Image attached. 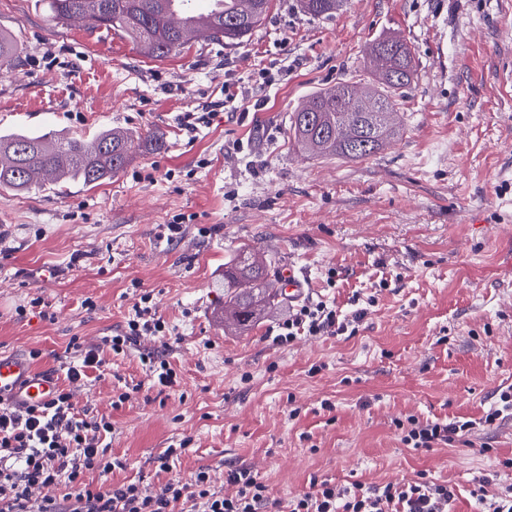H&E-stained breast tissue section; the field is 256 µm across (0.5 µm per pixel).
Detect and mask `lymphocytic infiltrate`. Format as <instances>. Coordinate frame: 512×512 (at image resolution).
Instances as JSON below:
<instances>
[{
    "instance_id": "lymphocytic-infiltrate-1",
    "label": "lymphocytic infiltrate",
    "mask_w": 512,
    "mask_h": 512,
    "mask_svg": "<svg viewBox=\"0 0 512 512\" xmlns=\"http://www.w3.org/2000/svg\"><path fill=\"white\" fill-rule=\"evenodd\" d=\"M150 300V295L141 296L126 330L107 339L105 346H87L71 338L68 347L80 361L68 366L69 385L52 400L23 409L0 406V512H175L185 499L192 501L194 512H265L267 487L244 468L228 473L236 487L231 496L212 492L209 476L202 470L195 472L190 483L172 479L156 492L136 482L114 486L87 481V473L95 471L104 477L123 463L104 442L112 431L111 422L104 417L82 418L71 387L104 365V350L119 354L142 331H165L164 321L151 315ZM348 324L339 321L336 310L326 304H304L289 313L277 339L290 342L304 334L343 333ZM469 428L466 422L423 425L414 421L403 440L414 448L429 449L454 442ZM56 488L62 489V496H53ZM38 489L45 495L37 501L33 495ZM453 497L447 485L427 479L372 488L357 483L349 490L323 481L314 484L311 493L291 500L288 512H447Z\"/></svg>"
}]
</instances>
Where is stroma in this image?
Masks as SVG:
<instances>
[{"mask_svg": "<svg viewBox=\"0 0 512 512\" xmlns=\"http://www.w3.org/2000/svg\"><path fill=\"white\" fill-rule=\"evenodd\" d=\"M0 31L20 49L0 70V131L131 136L129 164L98 186L0 190V354L37 349L36 367L60 373L71 337L122 333L146 292L168 325L105 351L98 378L72 388L77 409L112 422L123 466L109 483L156 491L204 470L228 495L227 470L246 467L271 512L324 480L423 475L453 488L448 512L512 493V412L481 422L512 387V76L499 69L512 0H348L328 19L273 0L242 45L199 41L161 61L94 24L54 25L38 0H0ZM387 36L414 53L399 134L361 161L301 154L292 112L336 83L366 85L364 52ZM188 112L209 115L192 137ZM245 246L270 278L293 265L305 302L366 309L358 332L277 344L285 299L246 328L225 322L224 265ZM161 350L180 377L163 391L140 361ZM124 386L131 399L112 408ZM411 416L475 426L416 449L399 427Z\"/></svg>", "mask_w": 512, "mask_h": 512, "instance_id": "1", "label": "stroma"}]
</instances>
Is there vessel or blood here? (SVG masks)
<instances>
[{"instance_id": "1", "label": "vessel or blood", "mask_w": 512, "mask_h": 512, "mask_svg": "<svg viewBox=\"0 0 512 512\" xmlns=\"http://www.w3.org/2000/svg\"><path fill=\"white\" fill-rule=\"evenodd\" d=\"M58 384L53 373L38 370L25 357H0V399L18 406L40 403L54 395Z\"/></svg>"}]
</instances>
